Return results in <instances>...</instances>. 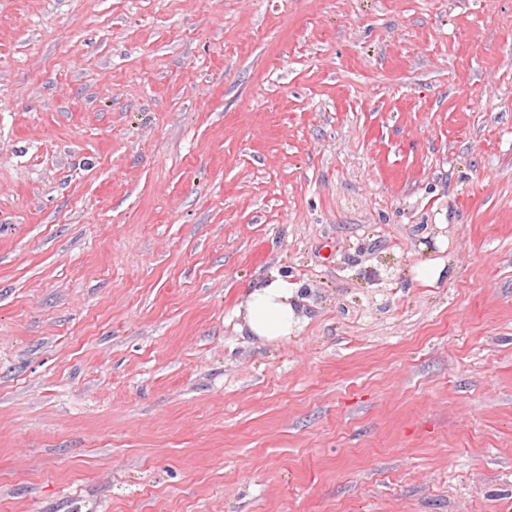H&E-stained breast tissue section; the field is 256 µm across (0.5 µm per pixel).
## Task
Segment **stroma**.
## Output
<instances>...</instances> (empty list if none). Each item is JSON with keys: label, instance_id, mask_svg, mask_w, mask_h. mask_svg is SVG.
Here are the masks:
<instances>
[{"label": "stroma", "instance_id": "obj_1", "mask_svg": "<svg viewBox=\"0 0 512 512\" xmlns=\"http://www.w3.org/2000/svg\"><path fill=\"white\" fill-rule=\"evenodd\" d=\"M0 512H512V0H0ZM290 300L293 288L278 275L254 285L246 295L241 330L269 342L287 341L299 322Z\"/></svg>", "mask_w": 512, "mask_h": 512}]
</instances>
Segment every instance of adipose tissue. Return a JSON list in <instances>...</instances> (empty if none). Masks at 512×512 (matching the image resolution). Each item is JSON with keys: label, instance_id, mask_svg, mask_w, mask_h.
Returning <instances> with one entry per match:
<instances>
[{"label": "adipose tissue", "instance_id": "ef3b65f1", "mask_svg": "<svg viewBox=\"0 0 512 512\" xmlns=\"http://www.w3.org/2000/svg\"><path fill=\"white\" fill-rule=\"evenodd\" d=\"M292 298V288L278 275L254 285L245 299L244 330L269 342L287 340L299 322Z\"/></svg>", "mask_w": 512, "mask_h": 512}]
</instances>
